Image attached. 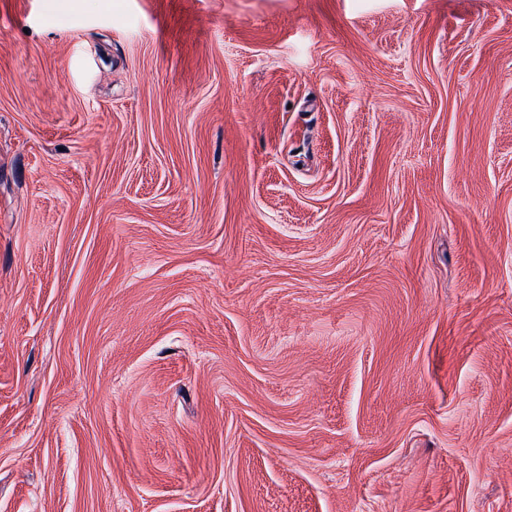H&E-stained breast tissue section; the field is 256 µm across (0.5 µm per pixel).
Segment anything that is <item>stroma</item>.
Instances as JSON below:
<instances>
[{
    "mask_svg": "<svg viewBox=\"0 0 512 512\" xmlns=\"http://www.w3.org/2000/svg\"><path fill=\"white\" fill-rule=\"evenodd\" d=\"M0 512H512V0H0Z\"/></svg>",
    "mask_w": 512,
    "mask_h": 512,
    "instance_id": "35a3bbf8",
    "label": "stroma"
}]
</instances>
